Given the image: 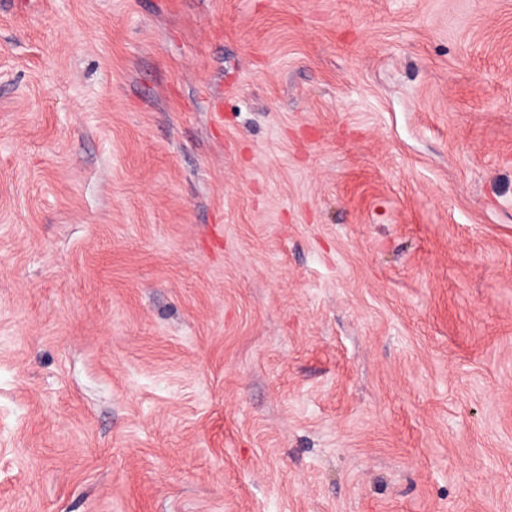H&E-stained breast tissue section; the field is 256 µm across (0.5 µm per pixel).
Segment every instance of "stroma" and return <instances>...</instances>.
I'll return each instance as SVG.
<instances>
[{"label":"stroma","instance_id":"35a3bbf8","mask_svg":"<svg viewBox=\"0 0 512 512\" xmlns=\"http://www.w3.org/2000/svg\"><path fill=\"white\" fill-rule=\"evenodd\" d=\"M0 512H512V0H0Z\"/></svg>","mask_w":512,"mask_h":512}]
</instances>
